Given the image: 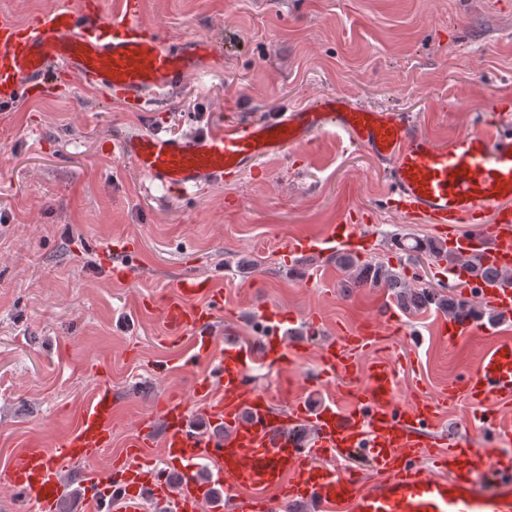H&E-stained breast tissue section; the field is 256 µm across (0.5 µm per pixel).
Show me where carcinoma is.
Instances as JSON below:
<instances>
[{"label": "carcinoma", "mask_w": 512, "mask_h": 512, "mask_svg": "<svg viewBox=\"0 0 512 512\" xmlns=\"http://www.w3.org/2000/svg\"><path fill=\"white\" fill-rule=\"evenodd\" d=\"M391 248L405 254L410 264H416L418 258L425 256L435 261H444L454 267H461L471 276L489 280L495 276L512 284V274H500L483 261L475 257H459L448 252L447 247L438 241L407 237L404 235L390 238ZM329 261L336 264L346 277L350 288H373L382 286L395 292L399 302L406 308L419 311L431 305L448 312L449 315L468 318L476 321L485 320L494 325L503 320L505 316L497 309L485 304H476L465 300L459 293L450 290L445 292L437 290L428 284H414L408 279L406 269L402 266L394 267L388 261L363 260L359 256L338 252L329 257Z\"/></svg>", "instance_id": "cac0c4a2"}]
</instances>
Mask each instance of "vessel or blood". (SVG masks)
Listing matches in <instances>:
<instances>
[{
  "instance_id": "1",
  "label": "vessel or blood",
  "mask_w": 512,
  "mask_h": 512,
  "mask_svg": "<svg viewBox=\"0 0 512 512\" xmlns=\"http://www.w3.org/2000/svg\"><path fill=\"white\" fill-rule=\"evenodd\" d=\"M222 59L213 42L169 39L148 29L140 0H118L111 15L96 0L80 10L56 9L18 23L0 13V105L39 96L50 83L75 84L139 111L169 96L185 78ZM494 118L448 145L437 144L413 114L374 109L333 92L291 107L275 118L239 121L175 138L147 131L122 137L123 158L152 183L189 194L198 186L260 170L263 162L315 135L343 133L353 146L388 166L394 208L447 228L449 250L482 255L501 273L512 271V106L490 99ZM373 236L345 216L319 239L293 238L284 254L369 250ZM465 299L512 311V287L462 277ZM161 307L167 334L191 337L182 367L194 374L193 393L212 427L189 420L181 397L159 400L166 470L144 450L154 437L142 419L125 454L84 487L89 512H140L150 496L170 512H274L276 504L315 503L317 512H512V458L499 454L501 404L512 401V341L491 344L477 368L438 396L399 398V368L372 360L359 387H337L318 406L295 400L289 412L274 409L254 387L255 365L287 370L302 343L281 334L285 314L266 305L264 331L248 345L223 344L208 333L224 312V292L209 279L185 276ZM394 323L385 310L356 328L319 344L318 379L335 383L355 373L360 356ZM451 344L482 337L468 319L442 318ZM463 401L478 411L480 442L441 435L442 411ZM115 424L110 388H102L76 414L70 434L54 444L15 449L0 480L37 512H55L65 494L60 473L95 460L112 445ZM308 427L311 437L302 436ZM332 457L326 467L323 457ZM366 463L382 480L371 483L349 471Z\"/></svg>"
}]
</instances>
